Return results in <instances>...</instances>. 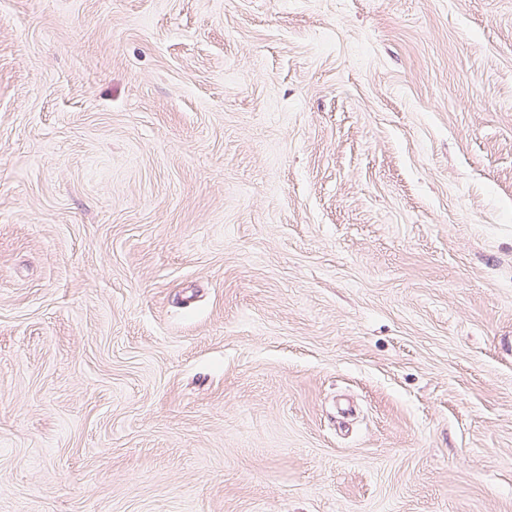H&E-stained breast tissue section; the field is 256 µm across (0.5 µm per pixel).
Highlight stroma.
<instances>
[{
    "mask_svg": "<svg viewBox=\"0 0 512 512\" xmlns=\"http://www.w3.org/2000/svg\"><path fill=\"white\" fill-rule=\"evenodd\" d=\"M0 512H512V0H0Z\"/></svg>",
    "mask_w": 512,
    "mask_h": 512,
    "instance_id": "stroma-1",
    "label": "stroma"
}]
</instances>
